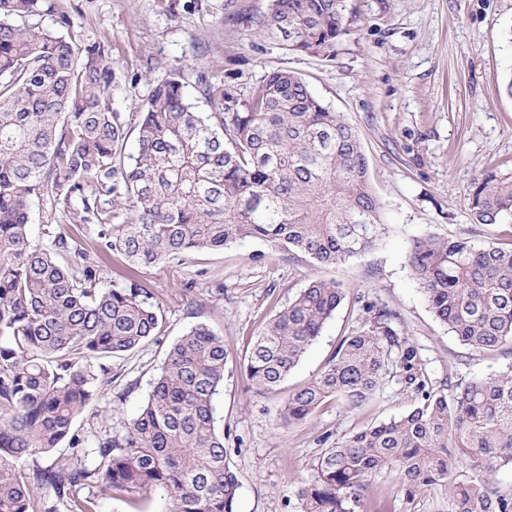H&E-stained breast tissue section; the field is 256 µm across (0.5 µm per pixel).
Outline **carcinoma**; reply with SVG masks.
Instances as JSON below:
<instances>
[{
    "instance_id": "1",
    "label": "carcinoma",
    "mask_w": 512,
    "mask_h": 512,
    "mask_svg": "<svg viewBox=\"0 0 512 512\" xmlns=\"http://www.w3.org/2000/svg\"><path fill=\"white\" fill-rule=\"evenodd\" d=\"M342 2L271 0L255 34L331 60ZM45 12L56 13V28L32 22ZM70 26L50 0H0V512H98L102 498L158 492L167 512H235L238 480L214 409L227 353L202 324L170 347L125 430L99 441L97 465L82 463L71 429L110 373L102 360L156 336L163 322L149 289L107 284L91 253L121 254L138 270L255 238L340 266L387 233L359 133L294 71L270 73L243 97L200 73L214 107L198 112L176 69L153 86L129 150L111 104L112 42L78 47ZM35 198L91 236L45 224L48 245L34 244ZM470 209L482 225L512 213V170L476 178ZM405 260L460 342L479 351L512 345V243L424 234ZM345 296L339 282L310 281L257 336L247 379L277 389ZM366 313L327 366L288 396L283 421H303L334 396L361 408L394 355L422 402L327 448L317 480L298 488L305 512H355L385 469L409 499L440 485L452 512H512V493L495 483L512 465V370L454 386L419 379L418 350L400 340L396 314L373 304ZM66 439L71 454L27 465ZM86 486L97 494H79Z\"/></svg>"
}]
</instances>
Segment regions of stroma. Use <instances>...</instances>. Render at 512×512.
Segmentation results:
<instances>
[{"label": "stroma", "instance_id": "stroma-1", "mask_svg": "<svg viewBox=\"0 0 512 512\" xmlns=\"http://www.w3.org/2000/svg\"><path fill=\"white\" fill-rule=\"evenodd\" d=\"M76 44L111 39L117 85L112 107L136 126L150 91L170 70L186 71L185 93L210 111L196 83L204 71L236 94L276 69L301 74L331 111L355 126L369 180L389 227L371 251L336 267L267 241L244 239L141 272L159 303L158 336L109 359L73 432L93 449L122 432L146 402L173 343L202 324L224 340V385L215 399L226 462L236 474V512H304L301 484L315 482L325 435L339 439L407 414L421 399L390 367L375 397L352 411L329 398L303 422L284 425L290 394L327 365L360 329L366 304L396 312L401 337L418 348L422 373L458 383L512 368V347L483 353L463 345L430 311L405 262L423 233L481 244L512 238V215L474 223L472 183L512 169V0H343L345 32L334 59L258 39L251 19L270 0H57ZM342 282L347 295L277 390L251 388L243 363L257 334L311 279ZM357 512H449L434 485L406 500L394 472L373 476Z\"/></svg>", "mask_w": 512, "mask_h": 512}]
</instances>
